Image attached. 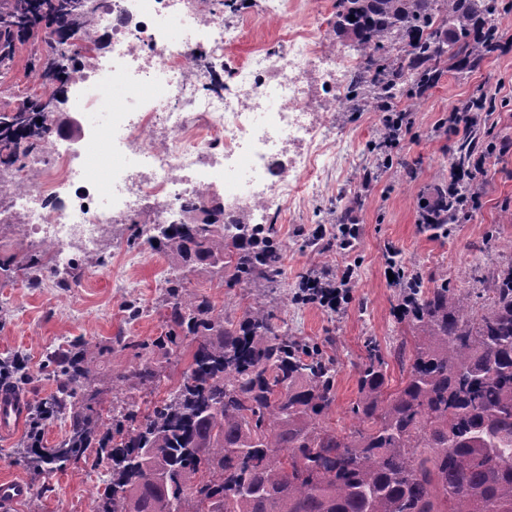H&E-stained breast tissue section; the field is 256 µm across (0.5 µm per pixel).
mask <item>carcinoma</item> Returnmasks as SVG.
Segmentation results:
<instances>
[{
    "label": "carcinoma",
    "mask_w": 512,
    "mask_h": 512,
    "mask_svg": "<svg viewBox=\"0 0 512 512\" xmlns=\"http://www.w3.org/2000/svg\"><path fill=\"white\" fill-rule=\"evenodd\" d=\"M92 2L15 0L0 19V65L13 58L14 40L30 35L31 18L53 19L51 35L64 42L91 26ZM336 8V32L369 52L344 108L370 88L391 129L406 121L394 105L403 91L421 98L445 62L475 66L497 49L492 17L512 10V0H337ZM74 66L44 57L35 75L56 90L0 113V163L43 139L38 119L56 111ZM151 231L148 240L177 263L161 288L168 331L141 349L173 355L189 337L190 368L146 411L117 398L104 418L89 404L97 376L89 343L74 339L50 354L47 367L61 381L39 402L36 421L68 411L69 432L49 451L27 444L34 477L82 458L98 433L97 453L112 462V478L94 512H512V264L476 295L407 282L401 310L416 336L412 347L402 342L390 352L406 376L388 390V362L367 340L355 423L338 432L323 421L336 399L333 360L288 335L264 303L237 320L188 292L197 263L232 285L277 283L280 250L270 229L245 217L220 224L208 212ZM45 257L44 246L34 247L21 262L1 259L0 271L38 288ZM165 371L147 357L134 376L149 388Z\"/></svg>",
    "instance_id": "cac0c4a2"
}]
</instances>
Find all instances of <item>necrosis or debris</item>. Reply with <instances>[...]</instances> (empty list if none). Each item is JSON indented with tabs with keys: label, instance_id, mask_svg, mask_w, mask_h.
<instances>
[{
	"label": "necrosis or debris",
	"instance_id": "1",
	"mask_svg": "<svg viewBox=\"0 0 512 512\" xmlns=\"http://www.w3.org/2000/svg\"><path fill=\"white\" fill-rule=\"evenodd\" d=\"M93 29L105 42H42L44 53L79 63L69 110L132 112L135 121L119 135L85 128L76 147L49 125L0 171V216L21 215L48 248L43 283H61L73 253H97L106 227L138 222L146 203L176 214L192 200L221 205L229 219L251 216L306 196L313 173L329 169L328 115L362 59L327 49L318 30H289L281 51H250L226 86L224 52L243 28L225 24L211 0H95ZM102 141L128 164L115 166ZM102 171L105 185L76 190Z\"/></svg>",
	"mask_w": 512,
	"mask_h": 512
}]
</instances>
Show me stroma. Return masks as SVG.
I'll return each instance as SVG.
<instances>
[{
  "label": "stroma",
  "instance_id": "obj_1",
  "mask_svg": "<svg viewBox=\"0 0 512 512\" xmlns=\"http://www.w3.org/2000/svg\"><path fill=\"white\" fill-rule=\"evenodd\" d=\"M224 20L245 24L240 43L226 53L230 65L254 48L275 43L287 24L319 29L324 42L337 52L351 46L349 39L336 35V0H299L284 24L265 18L262 0H247L239 13L225 14ZM40 44L35 38L17 45L8 68H0V113L17 110L36 93L31 70ZM483 90L493 93L495 106L480 113L472 130L476 151L512 142V46H501L475 67L446 69L423 98L402 99L399 106L408 112V125L388 154L370 149L383 134L381 115L371 103H361L356 112L330 113L336 151L329 171L314 173L318 190L313 196L282 206L276 227L284 274L265 300L276 306L289 335L320 345L335 360L336 400L324 421L336 430L352 424L365 338H374L388 352L410 333L398 313L401 287L384 276L389 261H396L405 277L422 279L425 287L445 282L473 293L480 291L483 279L512 261V151L489 154L473 187L475 201L468 206V218H457L444 231L419 221L420 201L435 199L450 179L458 137L449 128V113ZM347 222L360 228L352 247L326 250L316 243V232L330 234ZM133 230L130 224L112 225L98 254L80 256L79 287L28 288L0 277V361L13 355L24 358L28 380L18 390L30 405L56 392L57 380L49 376L46 359L75 336L104 351L94 388L106 404L112 399L115 375L126 377L123 398L146 406L165 398L189 368L194 344L187 339L178 361L172 363L167 362L165 349L153 350L155 360L168 364L156 386L144 389L131 376L142 361L139 342L154 340L167 330L159 285L172 266L170 253L146 239L130 244ZM347 266L354 270L351 298L341 311L292 302L305 274H333ZM190 287L243 316L246 288L226 285L213 269L197 266ZM131 298L145 309L133 321L126 311ZM119 335L126 338V345L116 344ZM28 435L24 428L0 437V480L19 479L30 488L28 497L8 512H92L97 489L111 477L109 463L92 454L45 480H35L13 458Z\"/></svg>",
  "mask_w": 512,
  "mask_h": 512
}]
</instances>
